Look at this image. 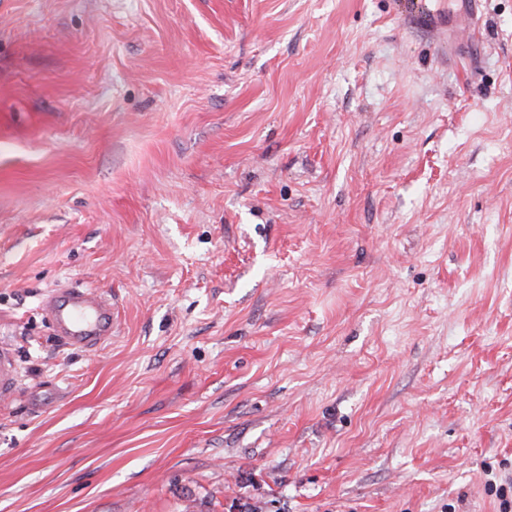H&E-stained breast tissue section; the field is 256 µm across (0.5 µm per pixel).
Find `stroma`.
Listing matches in <instances>:
<instances>
[{
  "mask_svg": "<svg viewBox=\"0 0 512 512\" xmlns=\"http://www.w3.org/2000/svg\"><path fill=\"white\" fill-rule=\"evenodd\" d=\"M0 0V512H495L512 0ZM112 301L56 341L54 288ZM56 338L65 346L94 350L112 338V302L95 288H58L41 302ZM20 366L15 349L0 343V398H10L18 391Z\"/></svg>",
  "mask_w": 512,
  "mask_h": 512,
  "instance_id": "stroma-1",
  "label": "stroma"
}]
</instances>
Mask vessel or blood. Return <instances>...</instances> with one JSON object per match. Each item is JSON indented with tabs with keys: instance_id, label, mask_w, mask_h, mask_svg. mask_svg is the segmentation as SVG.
<instances>
[{
	"instance_id": "obj_1",
	"label": "vessel or blood",
	"mask_w": 512,
	"mask_h": 512,
	"mask_svg": "<svg viewBox=\"0 0 512 512\" xmlns=\"http://www.w3.org/2000/svg\"><path fill=\"white\" fill-rule=\"evenodd\" d=\"M56 338L65 346L94 350L112 337V302L95 288H58L41 302ZM20 366L15 349L0 343V398L17 392Z\"/></svg>"
}]
</instances>
